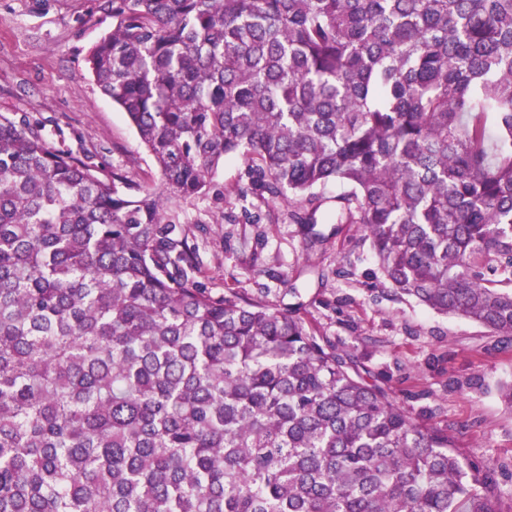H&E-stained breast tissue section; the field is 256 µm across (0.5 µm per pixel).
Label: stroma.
<instances>
[{
    "label": "stroma",
    "mask_w": 512,
    "mask_h": 512,
    "mask_svg": "<svg viewBox=\"0 0 512 512\" xmlns=\"http://www.w3.org/2000/svg\"><path fill=\"white\" fill-rule=\"evenodd\" d=\"M112 28V0H0V113L41 126L51 147L101 176L122 175L132 198L162 178L123 112L90 80L89 49ZM201 259L198 282L233 288L300 315L388 389L413 418L447 429L462 458L512 495V342L395 294L362 231L318 222L310 243L288 205L266 194L241 159L226 158L208 193L169 204Z\"/></svg>",
    "instance_id": "stroma-1"
}]
</instances>
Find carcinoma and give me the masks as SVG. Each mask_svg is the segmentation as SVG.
I'll list each match as a JSON object with an SVG mask.
<instances>
[{
	"label": "carcinoma",
	"instance_id": "obj_1",
	"mask_svg": "<svg viewBox=\"0 0 512 512\" xmlns=\"http://www.w3.org/2000/svg\"><path fill=\"white\" fill-rule=\"evenodd\" d=\"M86 67L164 189L0 114V512H512L297 307L199 285L163 218L239 157L512 340V0H112Z\"/></svg>",
	"mask_w": 512,
	"mask_h": 512
}]
</instances>
